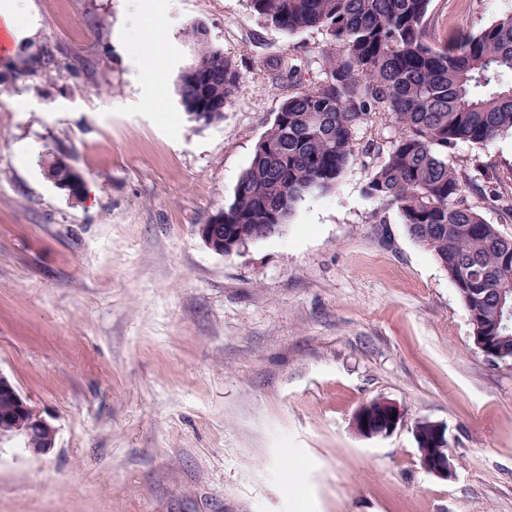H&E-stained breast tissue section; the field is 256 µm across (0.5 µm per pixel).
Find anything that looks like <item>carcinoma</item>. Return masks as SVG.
<instances>
[{
  "label": "carcinoma",
  "instance_id": "obj_1",
  "mask_svg": "<svg viewBox=\"0 0 512 512\" xmlns=\"http://www.w3.org/2000/svg\"><path fill=\"white\" fill-rule=\"evenodd\" d=\"M259 18L292 35L319 28L334 51L316 85L289 94L257 141L248 168L224 208V255L290 223L297 205L336 186L355 154V130L378 114L396 134L372 166L365 195L398 210L409 235L432 253L469 313L474 335L512 355V325L500 323V290L512 286V238L487 223L473 194L494 191L480 168H458L448 149L483 145L512 132V13L462 42L434 39L432 0H249ZM202 68L180 74L179 103L190 120L207 126L224 119L239 84L238 65L188 32ZM45 160L47 177L71 183L80 200L81 173Z\"/></svg>",
  "mask_w": 512,
  "mask_h": 512
}]
</instances>
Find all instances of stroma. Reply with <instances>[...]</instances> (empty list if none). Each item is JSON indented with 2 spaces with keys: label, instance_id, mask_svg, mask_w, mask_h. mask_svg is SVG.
I'll return each instance as SVG.
<instances>
[{
  "label": "stroma",
  "instance_id": "obj_1",
  "mask_svg": "<svg viewBox=\"0 0 512 512\" xmlns=\"http://www.w3.org/2000/svg\"><path fill=\"white\" fill-rule=\"evenodd\" d=\"M0 54V372L58 429L30 456L0 446V512H512V360L473 343L469 313L399 212L364 193L394 136L355 132L336 186L224 256L200 239L233 199L288 84L323 76L324 31L265 24L248 0H143L158 37L149 84L127 54L129 0H28ZM512 0H433L435 39L462 40ZM203 25L241 79L222 122L178 103ZM68 153L94 196L44 173ZM512 193V133L458 143ZM397 404L388 434L353 417ZM441 425L451 479L419 465ZM370 403L372 405L369 410L368 404H365L357 411L354 418V427L356 431L363 436H374L383 433L386 434L393 430L401 420L402 413L400 408L394 403L380 401V405L385 411V417L381 422L376 423L370 422L369 416H371L374 421H379L382 419L384 412L377 401H372ZM392 413H397L395 420H392ZM364 423H367V427H364Z\"/></svg>",
  "mask_w": 512,
  "mask_h": 512
}]
</instances>
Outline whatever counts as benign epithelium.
Here are the masks:
<instances>
[{
    "label": "benign epithelium",
    "mask_w": 512,
    "mask_h": 512,
    "mask_svg": "<svg viewBox=\"0 0 512 512\" xmlns=\"http://www.w3.org/2000/svg\"><path fill=\"white\" fill-rule=\"evenodd\" d=\"M223 227L224 214L221 213L215 221L200 224L197 228L204 243L217 253L224 250L222 235H220ZM0 396L10 401L14 409L11 431L5 432L0 429V444L19 441L34 456L48 454L55 447L57 427L41 417L23 397L14 382L2 372H0ZM380 405L385 411V417L379 423L369 421L368 405L365 404L359 408L354 418V427L359 434L363 436L386 434L397 426L401 420L400 408L386 401L380 402ZM425 427L433 450L429 453L425 451L418 453L421 468L428 474L447 480L454 475V468L445 429L431 422L425 423Z\"/></svg>",
    "instance_id": "benign-epithelium-1"
}]
</instances>
